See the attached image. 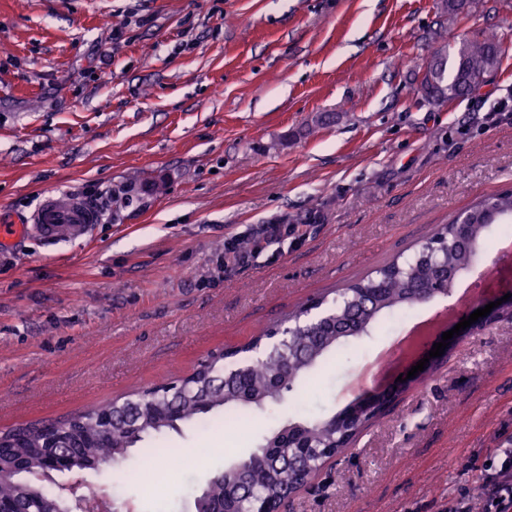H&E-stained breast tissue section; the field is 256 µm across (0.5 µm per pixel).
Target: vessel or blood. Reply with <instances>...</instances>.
Wrapping results in <instances>:
<instances>
[{
  "mask_svg": "<svg viewBox=\"0 0 512 512\" xmlns=\"http://www.w3.org/2000/svg\"><path fill=\"white\" fill-rule=\"evenodd\" d=\"M94 222V214L79 198L51 192L29 223L1 224L0 241L28 232L53 241L77 240L90 232ZM440 326L437 320H422L413 324L395 344L378 354L369 371L356 377L355 388L378 390L385 387L409 360L408 346L411 340L417 336L433 337Z\"/></svg>",
  "mask_w": 512,
  "mask_h": 512,
  "instance_id": "obj_1",
  "label": "vessel or blood"
}]
</instances>
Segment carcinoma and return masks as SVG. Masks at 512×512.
Segmentation results:
<instances>
[{
    "label": "carcinoma",
    "mask_w": 512,
    "mask_h": 512,
    "mask_svg": "<svg viewBox=\"0 0 512 512\" xmlns=\"http://www.w3.org/2000/svg\"><path fill=\"white\" fill-rule=\"evenodd\" d=\"M501 53L502 40L496 32L463 42L452 56L445 50L437 53L424 78L428 98L441 102L472 91L495 69ZM479 207L512 217V193L496 194L472 206L470 233L481 241L491 225L478 214ZM454 241L452 218L422 246L412 263L392 262L350 285L328 309L331 320L296 333L292 354L274 362L259 361L248 372L225 378L226 364L249 356L254 346L270 339L267 333L202 364L178 386H157L154 400L141 406H133L135 400L130 398L55 421L70 464L77 469H97L122 461L137 443L177 432L183 424L228 422L264 409L310 376L327 356L344 354L349 338L366 336L376 325L390 320L395 311L428 301L431 282L445 270H465L472 258ZM293 425L322 453L341 455L349 444L345 421L336 414L303 415ZM283 430L282 426L273 428L248 458L216 473L194 498V512L217 508L248 512L259 500L276 508L288 506V469L280 458L288 451V438L271 446ZM58 452L46 447V434L37 427L0 432V499L15 501L25 512H70L71 506L56 492L24 480L28 474L46 473Z\"/></svg>",
    "instance_id": "1"
}]
</instances>
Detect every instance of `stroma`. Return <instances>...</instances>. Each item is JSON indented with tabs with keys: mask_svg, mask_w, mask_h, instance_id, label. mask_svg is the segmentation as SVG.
<instances>
[{
	"mask_svg": "<svg viewBox=\"0 0 512 512\" xmlns=\"http://www.w3.org/2000/svg\"><path fill=\"white\" fill-rule=\"evenodd\" d=\"M504 37L484 84L428 101L439 49ZM512 0H0V223L46 191L135 183L76 241L0 246V429L59 420L170 383L298 306L512 190ZM299 231L273 253L261 231ZM256 254L225 265L224 245ZM432 302L353 339L244 420L162 437L82 471L116 512H190L210 477L299 408L352 403L353 375ZM512 448V320L448 341L288 512H483L487 462Z\"/></svg>",
	"mask_w": 512,
	"mask_h": 512,
	"instance_id": "1",
	"label": "stroma"
}]
</instances>
